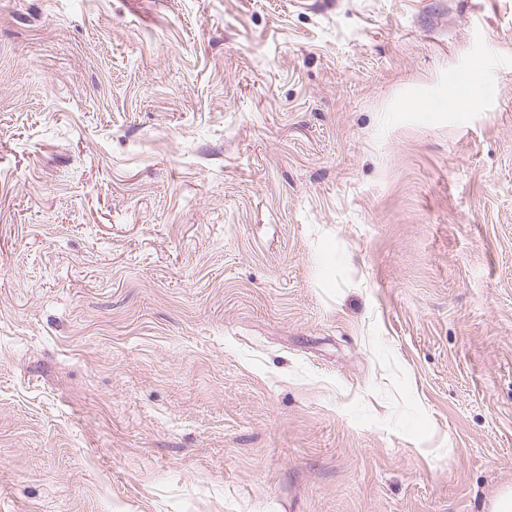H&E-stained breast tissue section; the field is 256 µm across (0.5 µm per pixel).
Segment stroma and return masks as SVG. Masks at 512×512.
I'll use <instances>...</instances> for the list:
<instances>
[{
	"label": "stroma",
	"mask_w": 512,
	"mask_h": 512,
	"mask_svg": "<svg viewBox=\"0 0 512 512\" xmlns=\"http://www.w3.org/2000/svg\"><path fill=\"white\" fill-rule=\"evenodd\" d=\"M510 488L512 0H0V512Z\"/></svg>",
	"instance_id": "1"
}]
</instances>
